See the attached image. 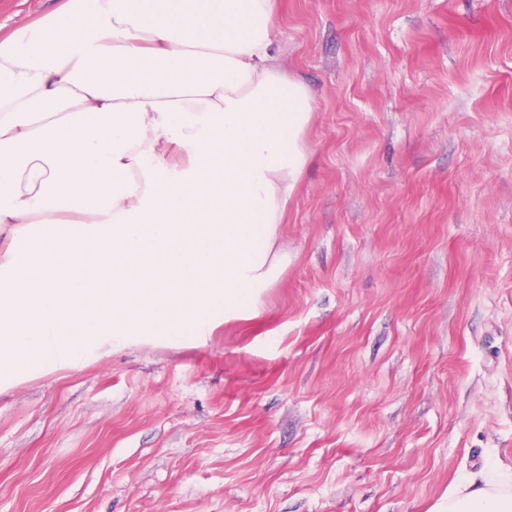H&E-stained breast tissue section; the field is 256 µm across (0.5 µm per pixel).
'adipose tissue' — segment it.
Returning <instances> with one entry per match:
<instances>
[{
	"mask_svg": "<svg viewBox=\"0 0 512 512\" xmlns=\"http://www.w3.org/2000/svg\"><path fill=\"white\" fill-rule=\"evenodd\" d=\"M278 19V0H67L0 38V268L47 228L0 279V372L259 314L314 109ZM438 512H512V469Z\"/></svg>",
	"mask_w": 512,
	"mask_h": 512,
	"instance_id": "ef3b65f1",
	"label": "adipose tissue"
}]
</instances>
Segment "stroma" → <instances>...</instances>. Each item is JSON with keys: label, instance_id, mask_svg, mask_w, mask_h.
Here are the masks:
<instances>
[{"label": "stroma", "instance_id": "stroma-1", "mask_svg": "<svg viewBox=\"0 0 512 512\" xmlns=\"http://www.w3.org/2000/svg\"><path fill=\"white\" fill-rule=\"evenodd\" d=\"M281 2L287 271L205 345L0 377V512H432L512 466V0Z\"/></svg>", "mask_w": 512, "mask_h": 512}]
</instances>
